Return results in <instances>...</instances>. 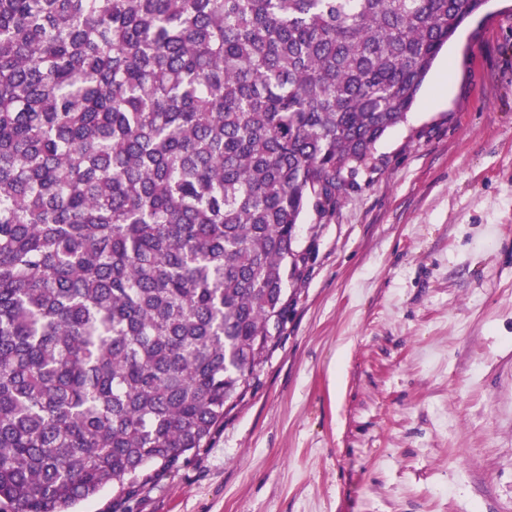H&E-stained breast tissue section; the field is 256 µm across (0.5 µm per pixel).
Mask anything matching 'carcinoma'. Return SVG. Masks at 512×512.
<instances>
[{
	"label": "carcinoma",
	"mask_w": 512,
	"mask_h": 512,
	"mask_svg": "<svg viewBox=\"0 0 512 512\" xmlns=\"http://www.w3.org/2000/svg\"><path fill=\"white\" fill-rule=\"evenodd\" d=\"M486 0H0V512L209 447L311 251Z\"/></svg>",
	"instance_id": "carcinoma-1"
}]
</instances>
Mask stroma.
I'll use <instances>...</instances> for the list:
<instances>
[{
	"label": "stroma",
	"mask_w": 512,
	"mask_h": 512,
	"mask_svg": "<svg viewBox=\"0 0 512 512\" xmlns=\"http://www.w3.org/2000/svg\"><path fill=\"white\" fill-rule=\"evenodd\" d=\"M298 246L258 385L130 512H512V0L464 23Z\"/></svg>",
	"instance_id": "35a3bbf8"
}]
</instances>
